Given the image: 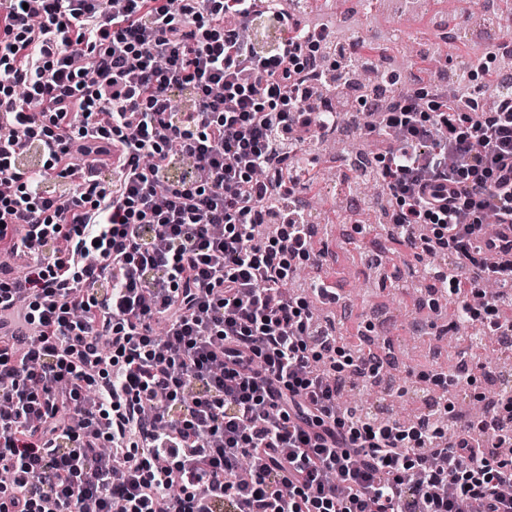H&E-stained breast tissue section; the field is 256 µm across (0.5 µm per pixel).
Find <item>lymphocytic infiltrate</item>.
<instances>
[{"instance_id": "lymphocytic-infiltrate-1", "label": "lymphocytic infiltrate", "mask_w": 512, "mask_h": 512, "mask_svg": "<svg viewBox=\"0 0 512 512\" xmlns=\"http://www.w3.org/2000/svg\"><path fill=\"white\" fill-rule=\"evenodd\" d=\"M322 38L278 0H0V255L28 259L0 270V512H512L507 398L452 415L448 442L433 416L339 408L377 358L286 292L320 257L285 174L302 130L336 121L305 76ZM384 112L399 240L430 225L424 250L461 270L441 290L500 332L506 293L468 299L512 284V253L475 245L487 209L512 224V95L480 113L466 85L420 89Z\"/></svg>"}]
</instances>
